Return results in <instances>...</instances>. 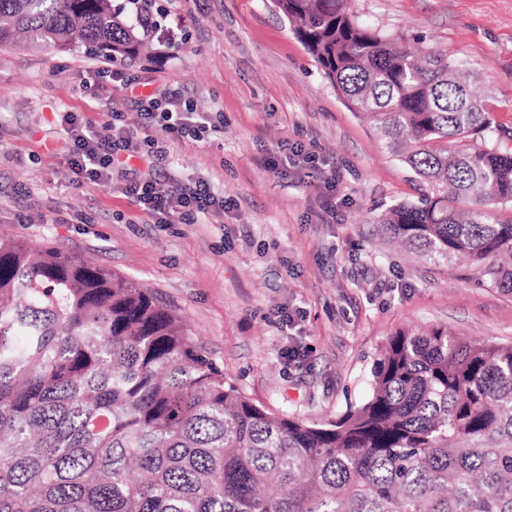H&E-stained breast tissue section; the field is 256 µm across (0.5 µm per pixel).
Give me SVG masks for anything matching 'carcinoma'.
Wrapping results in <instances>:
<instances>
[{
	"label": "carcinoma",
	"mask_w": 512,
	"mask_h": 512,
	"mask_svg": "<svg viewBox=\"0 0 512 512\" xmlns=\"http://www.w3.org/2000/svg\"><path fill=\"white\" fill-rule=\"evenodd\" d=\"M0 0V45L110 62L150 41L152 0ZM347 107L425 190L378 223L512 291V129L470 74L358 20L349 0H273ZM368 398L307 424L224 379L138 283L0 236V512H512V344L400 330Z\"/></svg>",
	"instance_id": "carcinoma-1"
}]
</instances>
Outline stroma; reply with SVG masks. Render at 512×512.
Returning <instances> with one entry per match:
<instances>
[{"mask_svg":"<svg viewBox=\"0 0 512 512\" xmlns=\"http://www.w3.org/2000/svg\"><path fill=\"white\" fill-rule=\"evenodd\" d=\"M153 60L118 62L121 81L81 87L106 62L0 46V235L57 247L150 288L225 378L254 404L309 423L370 391V369L402 329L448 327L512 343V292L466 263L436 264L394 243L378 216L417 197L410 170L349 110L272 0H155ZM365 24L447 50L475 78L496 123L512 127V0H352ZM177 88L213 129L116 162L83 180L64 156L57 113L106 132L111 105L137 127L141 104ZM312 155L274 168L284 146ZM204 181L222 213L157 224L122 192L146 176ZM292 316L282 325L281 313Z\"/></svg>","mask_w":512,"mask_h":512,"instance_id":"obj_1","label":"stroma"}]
</instances>
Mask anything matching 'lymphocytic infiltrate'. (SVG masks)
<instances>
[{"instance_id":"obj_1","label":"lymphocytic infiltrate","mask_w":512,"mask_h":512,"mask_svg":"<svg viewBox=\"0 0 512 512\" xmlns=\"http://www.w3.org/2000/svg\"><path fill=\"white\" fill-rule=\"evenodd\" d=\"M138 130L120 125V112H113L108 134L96 132L77 113H60L64 132L60 153L67 157L77 174L92 182H107L112 178V162L122 152H138L148 145L152 157L164 160L167 150L163 142L149 137L154 127H162L170 135L198 138L209 129L206 113L195 111L183 103L178 92L167 89L145 100ZM123 194L150 215L155 223L169 224L174 219H190L195 213L223 209V200L215 197L208 183L173 189L155 179L134 180L124 185Z\"/></svg>"}]
</instances>
